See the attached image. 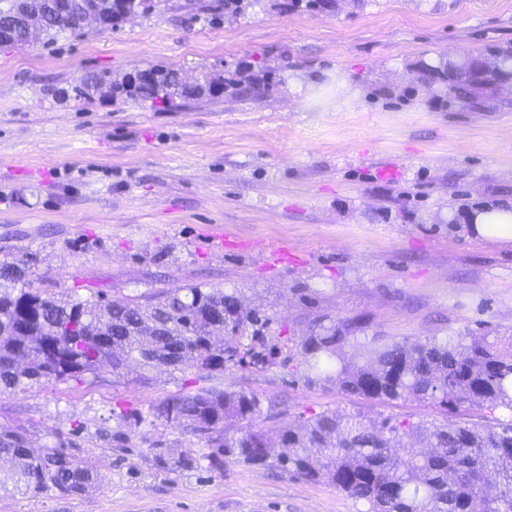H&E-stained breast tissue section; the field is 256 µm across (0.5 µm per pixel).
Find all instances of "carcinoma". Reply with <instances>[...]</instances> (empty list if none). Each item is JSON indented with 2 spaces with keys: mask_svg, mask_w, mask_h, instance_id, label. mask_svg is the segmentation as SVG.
Returning <instances> with one entry per match:
<instances>
[{
  "mask_svg": "<svg viewBox=\"0 0 512 512\" xmlns=\"http://www.w3.org/2000/svg\"><path fill=\"white\" fill-rule=\"evenodd\" d=\"M0 0V26L8 37L35 46L61 33L82 29L85 12H107L109 27L126 18L127 8L148 14L166 0ZM37 7L43 20L30 28L17 15ZM442 77L448 92L472 107L494 96L493 83L474 81L470 55L458 54L427 67ZM138 89L109 73H86L75 80V98L90 104L120 94L142 105L172 106L179 99L210 96L225 87L224 75L205 73L192 85L165 69L143 70ZM170 314L167 335L156 336L150 324ZM224 315V330L210 329ZM270 318L246 311L240 296L213 288H174L114 303L99 295L81 300L56 295L39 286L25 265L0 267V389L24 382L80 380L102 367L121 372L132 366L150 371L189 365L220 373L228 364L262 369L282 348L266 335ZM344 337L336 325L320 324L300 342L305 370L336 376L350 394L396 401L414 397L454 412L469 404L500 409L505 417L482 422L460 417L445 423L366 421L332 411L313 413L279 431L280 452L266 431L253 428L263 402L245 390L219 386L177 394L160 402L154 414L193 435L204 436L210 451L197 458L183 455L179 469L200 460L213 471L228 463L277 467L291 477L325 481L365 506L363 512H512V349L478 338L462 349L428 340L406 347L373 345L359 367L339 353ZM24 494L56 491L82 494L103 486L102 474L60 448L36 452L18 432L0 434V488Z\"/></svg>",
  "mask_w": 512,
  "mask_h": 512,
  "instance_id": "1",
  "label": "carcinoma"
}]
</instances>
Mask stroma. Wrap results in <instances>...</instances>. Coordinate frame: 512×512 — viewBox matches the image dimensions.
<instances>
[{
	"label": "stroma",
	"mask_w": 512,
	"mask_h": 512,
	"mask_svg": "<svg viewBox=\"0 0 512 512\" xmlns=\"http://www.w3.org/2000/svg\"><path fill=\"white\" fill-rule=\"evenodd\" d=\"M169 0L159 15L35 46H0V265L27 263L56 294L123 302L200 286L271 317L291 359L207 375L100 369L0 392V432L61 448L102 473L62 496L0 489V512H360L335 486L271 467L163 470L208 443L156 417L218 383L264 402L277 438L322 411L442 421L305 373L298 345L336 324L343 355L482 336L512 342V245L469 216L512 199V91L482 109L422 71L512 45V0ZM223 73L231 89L163 108L58 96L86 72Z\"/></svg>",
	"instance_id": "35a3bbf8"
}]
</instances>
